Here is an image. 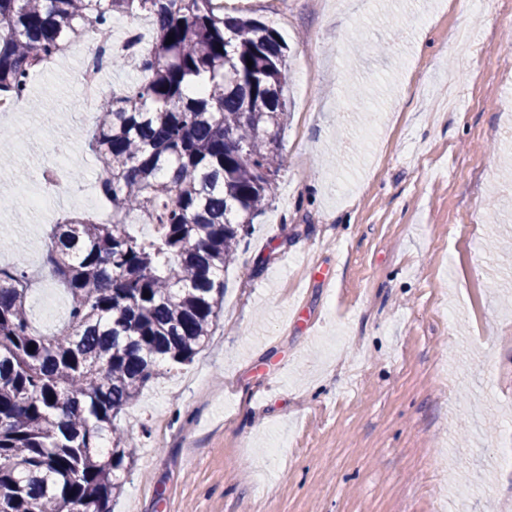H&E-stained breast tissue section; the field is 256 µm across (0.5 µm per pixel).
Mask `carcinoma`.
<instances>
[{
    "mask_svg": "<svg viewBox=\"0 0 512 512\" xmlns=\"http://www.w3.org/2000/svg\"><path fill=\"white\" fill-rule=\"evenodd\" d=\"M142 12L157 25L145 81L102 100L88 135L112 222L56 224L44 251L68 321L41 334L24 260L0 269V512H112L133 467L114 421L211 335L224 271L281 169L286 47L216 0H0V93L25 97L45 59Z\"/></svg>",
    "mask_w": 512,
    "mask_h": 512,
    "instance_id": "obj_1",
    "label": "carcinoma"
}]
</instances>
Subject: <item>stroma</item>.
I'll return each instance as SVG.
<instances>
[{"label": "stroma", "instance_id": "obj_1", "mask_svg": "<svg viewBox=\"0 0 512 512\" xmlns=\"http://www.w3.org/2000/svg\"><path fill=\"white\" fill-rule=\"evenodd\" d=\"M512 0H230L288 46L272 199L192 362L118 417L112 512H512ZM475 43L460 58L449 29ZM87 42L32 77L0 141V256H42L18 172L44 124L83 183Z\"/></svg>", "mask_w": 512, "mask_h": 512}]
</instances>
